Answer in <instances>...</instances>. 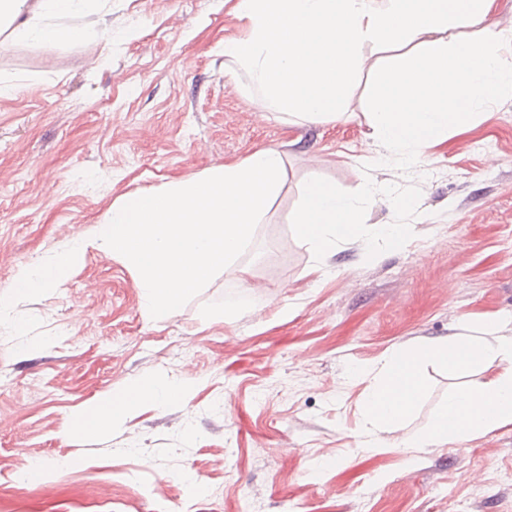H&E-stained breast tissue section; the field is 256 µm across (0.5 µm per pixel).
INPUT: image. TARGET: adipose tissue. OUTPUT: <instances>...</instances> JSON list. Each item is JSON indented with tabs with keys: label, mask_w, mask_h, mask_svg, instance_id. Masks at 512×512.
<instances>
[{
	"label": "adipose tissue",
	"mask_w": 512,
	"mask_h": 512,
	"mask_svg": "<svg viewBox=\"0 0 512 512\" xmlns=\"http://www.w3.org/2000/svg\"><path fill=\"white\" fill-rule=\"evenodd\" d=\"M495 0H237L242 33L225 41L224 56L245 72L267 110L290 124L333 122L348 112L351 91L369 75L364 115L378 149L412 160L448 131L469 127L479 110L512 92V60L501 56L512 27L488 26ZM92 17L110 28L99 0H0V39L11 43H84L87 28L68 17ZM363 207L323 182L305 188L291 222L319 252L367 231L377 248H400L398 224L362 222ZM496 323L460 326L447 342L394 349L365 400L368 435L395 426L427 387L424 362L448 369L484 363L495 372L481 386L449 394L413 447L431 448L477 432L512 425V340ZM148 384L100 399L71 422L94 432L149 399Z\"/></svg>",
	"instance_id": "obj_1"
}]
</instances>
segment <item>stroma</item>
<instances>
[{"instance_id":"stroma-1","label":"stroma","mask_w":512,"mask_h":512,"mask_svg":"<svg viewBox=\"0 0 512 512\" xmlns=\"http://www.w3.org/2000/svg\"><path fill=\"white\" fill-rule=\"evenodd\" d=\"M89 42L0 44V297L93 233L114 201L256 150L285 155L248 250L173 315L152 318L135 273L89 248L14 314L50 346L0 329V512H512V425L402 448L485 372L427 365L412 416L365 447L364 396L393 348L496 321L512 339V94L423 162L380 157L363 119L293 126L225 69L231 0H110ZM314 178L400 224L322 255L290 222ZM376 185L388 203L365 200ZM413 199L410 209L392 199ZM186 385L94 434L69 424L102 396ZM481 477L480 484L469 480Z\"/></svg>"}]
</instances>
